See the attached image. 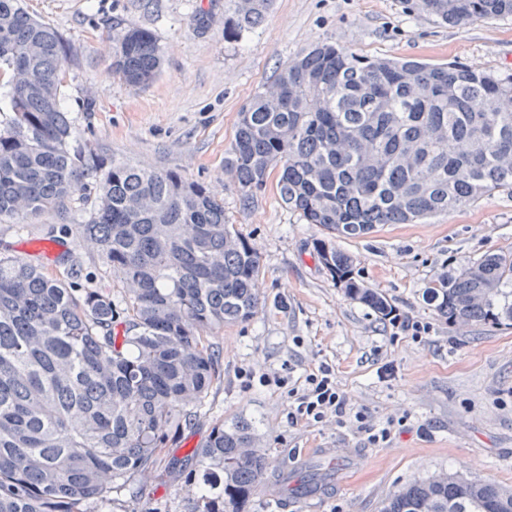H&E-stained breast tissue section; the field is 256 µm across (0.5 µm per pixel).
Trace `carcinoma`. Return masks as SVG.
<instances>
[{
	"label": "carcinoma",
	"mask_w": 512,
	"mask_h": 512,
	"mask_svg": "<svg viewBox=\"0 0 512 512\" xmlns=\"http://www.w3.org/2000/svg\"><path fill=\"white\" fill-rule=\"evenodd\" d=\"M270 3L235 0L224 39L257 27ZM403 4L451 25L512 16V0ZM66 56L62 35L23 0H0V223H31L95 186L78 228L124 300L82 283L75 262L53 278L36 259L0 251V512H94L168 478L197 489L191 512H244L268 469L250 422L216 423L182 459L161 453L218 379L208 336L257 313L261 257L205 184L74 140ZM113 66L130 87L152 84L161 69L152 32L125 27ZM272 169L288 208L322 229L314 249L331 279L389 320L395 309L363 286L336 239L511 189L512 76L318 44L239 112L224 170L243 201ZM424 299L450 326L511 321L512 255L486 254ZM381 512H512V494L441 474L389 495Z\"/></svg>",
	"instance_id": "cac0c4a2"
}]
</instances>
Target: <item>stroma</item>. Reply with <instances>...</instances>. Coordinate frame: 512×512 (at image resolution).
Returning <instances> with one entry per match:
<instances>
[{
	"instance_id": "1",
	"label": "stroma",
	"mask_w": 512,
	"mask_h": 512,
	"mask_svg": "<svg viewBox=\"0 0 512 512\" xmlns=\"http://www.w3.org/2000/svg\"><path fill=\"white\" fill-rule=\"evenodd\" d=\"M25 4L69 45L64 101L78 141L119 162L203 182L261 257L263 305L253 319L210 336L220 378L165 457H183L216 422L242 417L253 423L270 468L287 467L293 480L317 464L333 470V491L318 512H379L388 494L443 471L512 493V324L451 326L423 297L439 278L485 254H512V191L418 224H382L367 237L339 240L364 285L401 316L428 325L415 340L336 287L314 251L320 228L281 201L277 171L246 203L224 171L240 109L302 50L337 43L370 58L460 61L504 77L512 75V18L451 26L405 13L401 0H272L258 27L228 42L224 0ZM199 10L213 17L203 30L192 20ZM130 24L150 30L161 51V72L143 89L126 86L112 68L115 38ZM92 202L78 193L64 212L47 211L23 226L0 223V246L24 257L54 232L58 243L40 256L45 273L62 275L58 257L69 253L120 299V281L76 231ZM323 362L352 409H367L377 425L396 420L388 441L370 444L355 423L340 427L332 416L319 424L289 421L288 395L275 377L302 379ZM245 372L253 376L247 387ZM193 496L180 482L155 481L148 498L115 501L109 512H187Z\"/></svg>"
}]
</instances>
